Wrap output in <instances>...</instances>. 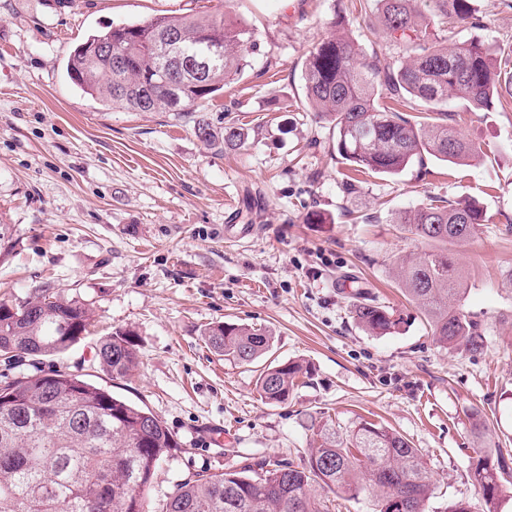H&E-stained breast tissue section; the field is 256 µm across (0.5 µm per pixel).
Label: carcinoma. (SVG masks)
Wrapping results in <instances>:
<instances>
[{"mask_svg":"<svg viewBox=\"0 0 512 512\" xmlns=\"http://www.w3.org/2000/svg\"><path fill=\"white\" fill-rule=\"evenodd\" d=\"M431 14L415 0H376L370 29L402 48L394 60L368 54L348 35L331 34L307 51L303 87L309 109L334 118L333 147L354 172L397 175L426 157L464 166L483 153L432 113L447 115L459 100L485 110L512 99V56L483 42L447 47L428 44L438 17L462 27L477 25L470 0H429ZM179 37L182 54L213 52L205 85L188 71L169 72L155 43ZM126 60L120 70L104 53ZM253 32L221 11L158 14L118 23L90 35L68 61L70 79L112 109L134 112H199L194 131L208 147L241 146L233 125L212 127L202 112L212 96L247 66ZM420 105L424 121L404 114ZM486 222L476 203L443 204L432 198L400 215L397 223L431 248L396 262V277L425 314L435 341L461 353L485 348L481 324L455 306L465 293L464 275L448 246L472 237ZM14 246V225L0 224V259ZM355 319L383 334L397 324L385 306L358 301ZM94 313L85 303L48 288L26 298L0 300V357L37 363L86 338ZM215 353L252 364L272 346V331L214 323L205 329ZM96 356L117 379L137 360L133 334L115 332L100 341ZM307 369L298 362L264 368L256 379L260 398L284 402ZM311 450L299 463L243 464L223 472L194 474L165 500L151 505L147 489L173 448L175 436L148 409L62 370L34 369L0 380V512H330L332 503L312 494L325 485L346 501L367 497L371 512H428L431 480L419 449L404 436L361 418L341 426L313 421ZM486 512H494L504 484L512 481V449L479 451L470 471Z\"/></svg>","mask_w":512,"mask_h":512,"instance_id":"obj_1","label":"carcinoma"}]
</instances>
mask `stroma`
<instances>
[{
  "mask_svg": "<svg viewBox=\"0 0 512 512\" xmlns=\"http://www.w3.org/2000/svg\"><path fill=\"white\" fill-rule=\"evenodd\" d=\"M355 2L0 0V220L15 227L0 299L50 288L94 310L90 334L40 367L148 408L176 436L152 501L246 459L299 460L314 417L364 418L408 438L431 474V512L458 501L485 508L468 477L474 417L488 440L512 448V104H455L456 128L486 147L469 165L429 160L346 193L333 124L305 106L301 74L335 14L362 48L398 56ZM472 7L480 27H435L431 37L512 48V0ZM192 9L224 10L255 35L248 66L205 114L213 127L242 128L241 149H209L191 113L109 109L66 75L90 33ZM433 197L478 201L488 217L450 247L466 274L461 308L487 338L476 354L436 343L392 273L396 257L425 247L398 214ZM359 290L393 312L389 333L355 322ZM216 322L272 329L268 361L307 365L306 382L285 402L261 400L251 367L209 350L204 330ZM116 330L138 350L118 380L95 357Z\"/></svg>",
  "mask_w": 512,
  "mask_h": 512,
  "instance_id": "obj_1",
  "label": "stroma"
}]
</instances>
